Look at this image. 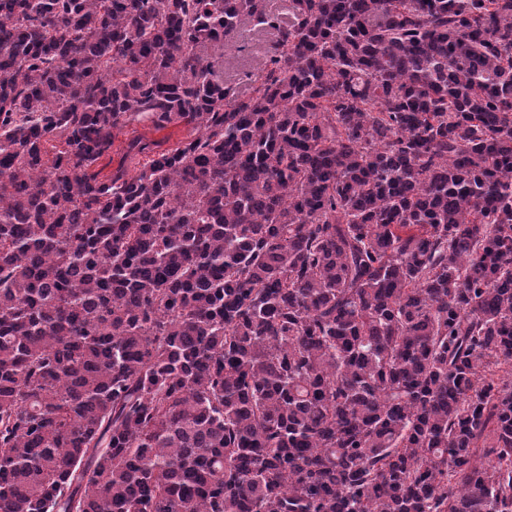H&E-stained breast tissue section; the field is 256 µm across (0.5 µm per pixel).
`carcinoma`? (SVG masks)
Listing matches in <instances>:
<instances>
[{
	"label": "carcinoma",
	"mask_w": 512,
	"mask_h": 512,
	"mask_svg": "<svg viewBox=\"0 0 512 512\" xmlns=\"http://www.w3.org/2000/svg\"><path fill=\"white\" fill-rule=\"evenodd\" d=\"M288 12L0 0V512H512V0ZM226 51L224 52V77H230L240 82L242 90L250 88L251 79L246 77L247 73L254 74L251 63V56L256 55L262 46V36L250 21H245L237 30L226 37ZM243 42L249 46V53L237 52L236 47ZM189 134L190 126L182 123L170 124L159 130L155 129L148 121L120 126L113 131L111 150L98 162L95 170L100 172L99 177L101 179L109 177L121 162L127 143L135 137H140L145 141L157 142L161 144L162 148H172L189 137Z\"/></svg>",
	"instance_id": "1"
}]
</instances>
